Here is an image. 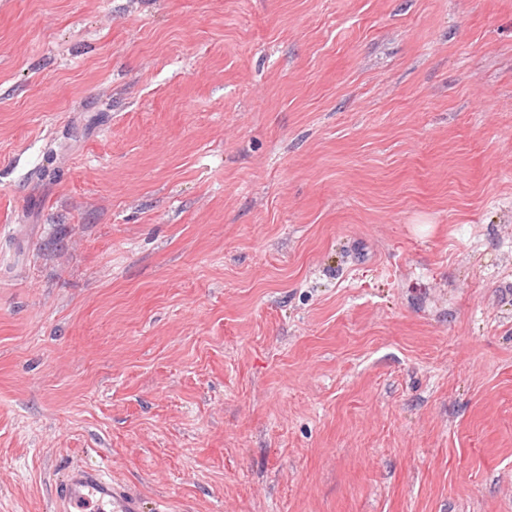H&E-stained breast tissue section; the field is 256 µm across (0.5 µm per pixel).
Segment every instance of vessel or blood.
Listing matches in <instances>:
<instances>
[{"mask_svg":"<svg viewBox=\"0 0 512 512\" xmlns=\"http://www.w3.org/2000/svg\"><path fill=\"white\" fill-rule=\"evenodd\" d=\"M91 500L98 503L102 512H141L136 496L114 484L104 465L71 468L57 490L54 510L70 512Z\"/></svg>","mask_w":512,"mask_h":512,"instance_id":"vessel-or-blood-1","label":"vessel or blood"}]
</instances>
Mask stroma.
Instances as JSON below:
<instances>
[{
  "mask_svg": "<svg viewBox=\"0 0 512 512\" xmlns=\"http://www.w3.org/2000/svg\"><path fill=\"white\" fill-rule=\"evenodd\" d=\"M512 512V0H0V512ZM91 499L106 512H141L140 502L133 494L112 483L107 466L73 467L57 489L55 512H71Z\"/></svg>",
  "mask_w": 512,
  "mask_h": 512,
  "instance_id": "obj_1",
  "label": "stroma"
}]
</instances>
